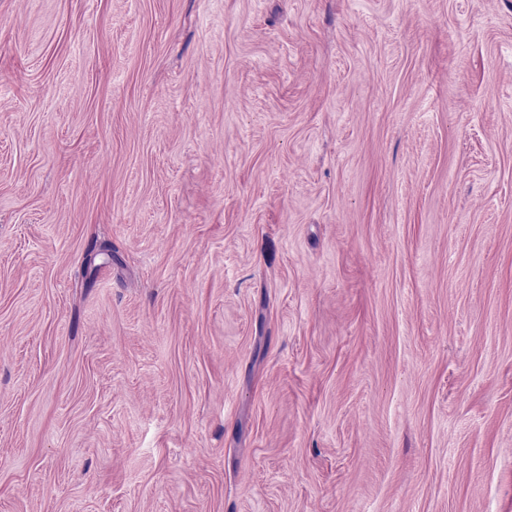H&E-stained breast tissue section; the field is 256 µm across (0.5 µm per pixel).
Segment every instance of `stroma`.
I'll list each match as a JSON object with an SVG mask.
<instances>
[{
  "instance_id": "obj_1",
  "label": "stroma",
  "mask_w": 512,
  "mask_h": 512,
  "mask_svg": "<svg viewBox=\"0 0 512 512\" xmlns=\"http://www.w3.org/2000/svg\"><path fill=\"white\" fill-rule=\"evenodd\" d=\"M0 512H512V0H0Z\"/></svg>"
}]
</instances>
